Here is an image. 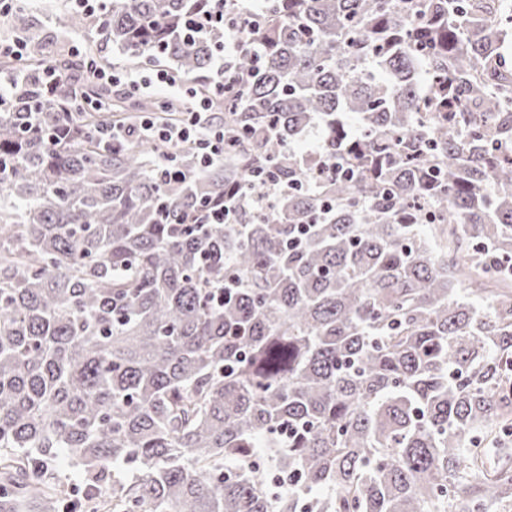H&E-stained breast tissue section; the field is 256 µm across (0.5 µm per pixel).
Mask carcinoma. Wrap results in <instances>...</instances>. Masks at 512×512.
Here are the masks:
<instances>
[{
	"mask_svg": "<svg viewBox=\"0 0 512 512\" xmlns=\"http://www.w3.org/2000/svg\"><path fill=\"white\" fill-rule=\"evenodd\" d=\"M205 8L112 0L105 41L207 97ZM510 33L508 0H262V56L214 107L224 161L184 182L148 165L162 142L104 147L139 105L77 110L112 90L37 46L0 105V512L512 508ZM258 166L267 208L174 228ZM55 470L59 480L65 484H78L83 479L81 466L68 455L62 454L55 463Z\"/></svg>",
	"mask_w": 512,
	"mask_h": 512,
	"instance_id": "1",
	"label": "carcinoma"
}]
</instances>
